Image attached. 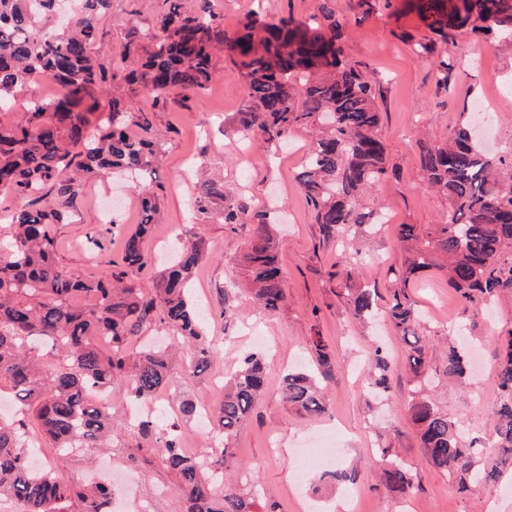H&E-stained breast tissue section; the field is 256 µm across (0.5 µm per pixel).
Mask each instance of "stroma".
<instances>
[{"instance_id": "stroma-1", "label": "stroma", "mask_w": 512, "mask_h": 512, "mask_svg": "<svg viewBox=\"0 0 512 512\" xmlns=\"http://www.w3.org/2000/svg\"><path fill=\"white\" fill-rule=\"evenodd\" d=\"M322 0H214L227 35H234L248 12L265 20L307 19L317 13ZM336 15L348 19L344 49L376 84V102L381 114L380 136L388 155V172L363 201L364 211L375 212L382 226L352 229L348 238L323 240L314 213L297 175L311 144L313 129L292 130L286 143L261 147L243 140L238 133L245 111L246 83L227 54L213 58L215 76L206 93L192 95L176 89L164 104L152 106L138 86L123 79L109 81L100 93L102 102L112 99L153 111L155 125L163 131L162 152L156 165L155 191L159 208L154 232L145 243L153 263L136 274L144 291H153L163 268L160 257L173 251L184 233L203 239L209 256L198 267L193 289L209 310L208 335L221 337L219 356L209 371L175 382L174 395L163 405L170 419H177V397L185 395L199 405L219 400L214 374L232 373L239 356L254 347L253 332H263L267 390L250 418L239 428L234 444L239 461L250 473L263 501L276 504L280 512H305L306 502L316 501L334 512L337 502L354 500L357 512H512V477L473 492L462 493L440 473L422 462L419 438L407 411L408 386L401 368L405 349L385 321L359 323L338 300L337 282L329 271L347 248L364 257L359 285L376 290L379 309H386L394 284L393 266L401 261L394 228L399 224H438L448 216V201L430 191L419 163L418 139L446 140L458 123L471 117L478 100L492 103L493 124L487 133L491 150L512 153V101L497 99L490 80L499 73L512 84V39L483 43L470 32H457L452 42L433 53H412L407 38L430 37L429 21L412 0H388L361 23H353L356 0H329ZM168 0H112L103 19L95 52L109 65L120 62L123 47L143 53L151 43L158 17L167 11ZM448 61L450 71L439 67ZM205 166L214 177L223 178L232 203L248 212H267L275 226L277 260L288 290L287 304L270 317L256 312L243 290L240 255L247 228L230 232L216 214L193 211L192 196ZM113 184L111 178L90 179L78 197L70 223L59 230L61 263L92 274L85 234L100 232L110 254H118L124 233L140 221V200L128 193L124 210L116 212L117 227H109L99 198ZM233 290L237 315L225 320L224 293ZM410 296L423 314V333L431 341L446 344L467 336L481 350L473 360V373L465 386H439L437 399L465 437H493V415L498 403L494 382L497 370V338L512 331V289H503L491 312L462 303L440 272H429L410 288ZM323 336L332 353V376L325 381L328 412L322 417L302 416L282 400L279 383L289 369L311 361L310 338ZM382 339L398 369L388 391L378 399L366 395V366L374 339ZM114 437L102 448H84L68 456L40 451L42 467L55 468L69 479L88 477L89 464L107 467L137 477L135 494L128 497L123 512H184L174 489L175 478L154 463L152 449H137L126 425L125 404L112 407ZM335 435L341 448L340 467L358 468L356 484L311 494L309 483L323 463L312 454L300 460L301 449H313L320 434ZM386 438L392 451L417 477L416 490L396 497L374 490L378 467L376 444Z\"/></svg>"}]
</instances>
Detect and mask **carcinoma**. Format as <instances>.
Returning <instances> with one entry per match:
<instances>
[{
  "label": "carcinoma",
  "mask_w": 512,
  "mask_h": 512,
  "mask_svg": "<svg viewBox=\"0 0 512 512\" xmlns=\"http://www.w3.org/2000/svg\"><path fill=\"white\" fill-rule=\"evenodd\" d=\"M59 0H0V115L16 107L17 90L44 78L55 85L45 100L28 99L17 120H0V196L20 203L3 210L0 224V389L10 388L17 410L0 418V500L18 512H112V490L105 483L80 484L53 469L30 468L31 441L48 440L55 451L99 448L112 436V405L96 403L97 394L119 391L126 401L148 403L178 376L205 372L218 347L204 333L192 288L194 271L209 254L194 236L170 253L157 286L145 294L131 279L151 265L144 242L158 212L154 192L156 161L162 138L153 113L135 111L113 100L103 104L99 90L107 67L95 55L101 19L112 0H75L63 17ZM451 24L433 28L442 42L449 32L468 29L490 39L512 35V0H456ZM347 23L322 3L309 21L267 22L247 14L232 38L224 33L212 0H170L152 43L124 80L147 92L155 104L178 88L193 94L212 81L215 50L227 52L246 81L248 112L242 135L278 144L298 127L321 122L298 175L323 236L332 240L351 226L366 223L359 197L387 173L379 136L376 87L348 60L340 40ZM135 125L139 135L127 132ZM419 158L427 187L448 199V219L440 224H400L396 239L402 252L388 316L407 346L403 367L411 385L409 413L427 466L448 477L460 490L485 487L512 474V331L498 338L494 414L495 442H464L456 422L439 405L437 382H460L469 372L465 348L451 346L440 360L428 356L418 330V312L406 293L409 283L431 270H445L448 287L471 306L490 305L499 290L512 288V156L487 153L472 126H457L442 143L422 140ZM108 176L132 182L142 217L125 235L121 259L104 262L97 276H86L57 260L58 226L70 223L71 209L85 180ZM220 214L234 232L249 226L241 266L259 308L272 314L284 307L286 289L279 267L273 225L263 214L229 202L224 181L198 184L193 209ZM363 263L342 253L331 277L345 278L344 299L356 318L374 317V300L351 282ZM165 328L172 342L165 349L129 348L145 332ZM110 348L101 349L93 337ZM45 349L62 355L47 364L32 355ZM315 368L288 372L284 399L301 415L321 416L327 405L317 376L331 375L329 345L311 338ZM367 390H385L391 364L384 348L372 347ZM266 389L261 354L246 353L236 371L224 378V398L210 409L213 445L191 455L181 442L179 423L150 415L133 428L138 447L152 448L177 480L185 512H278L224 472L236 465L233 440ZM381 468L376 488L409 495L416 475L379 438ZM355 470L325 471L318 480L345 486Z\"/></svg>",
  "instance_id": "1"
}]
</instances>
